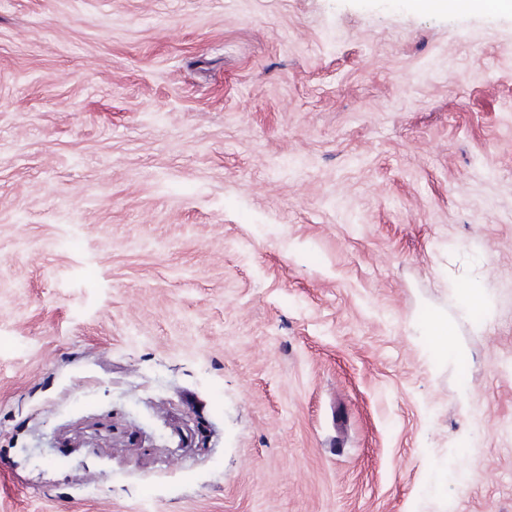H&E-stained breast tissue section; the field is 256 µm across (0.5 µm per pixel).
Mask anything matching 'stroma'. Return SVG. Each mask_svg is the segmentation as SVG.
I'll use <instances>...</instances> for the list:
<instances>
[{
    "label": "stroma",
    "mask_w": 512,
    "mask_h": 512,
    "mask_svg": "<svg viewBox=\"0 0 512 512\" xmlns=\"http://www.w3.org/2000/svg\"><path fill=\"white\" fill-rule=\"evenodd\" d=\"M0 512H512V13L0 0Z\"/></svg>",
    "instance_id": "obj_1"
}]
</instances>
